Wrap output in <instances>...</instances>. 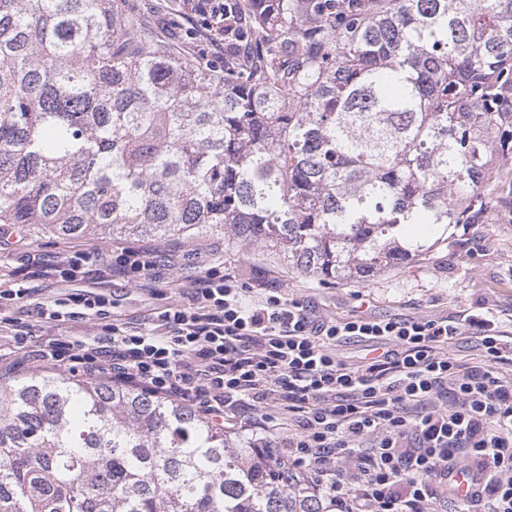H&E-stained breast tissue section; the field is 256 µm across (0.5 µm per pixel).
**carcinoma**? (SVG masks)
<instances>
[{
    "label": "carcinoma",
    "instance_id": "1",
    "mask_svg": "<svg viewBox=\"0 0 512 512\" xmlns=\"http://www.w3.org/2000/svg\"><path fill=\"white\" fill-rule=\"evenodd\" d=\"M224 59L118 0H0V224L268 247L346 282L469 224L512 151V0H227ZM274 448L109 381L0 378V512H331Z\"/></svg>",
    "mask_w": 512,
    "mask_h": 512
}]
</instances>
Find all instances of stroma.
I'll return each mask as SVG.
<instances>
[{
    "instance_id": "35a3bbf8",
    "label": "stroma",
    "mask_w": 512,
    "mask_h": 512,
    "mask_svg": "<svg viewBox=\"0 0 512 512\" xmlns=\"http://www.w3.org/2000/svg\"><path fill=\"white\" fill-rule=\"evenodd\" d=\"M487 207L473 224H454L426 256L350 282L324 283L289 270L266 247L241 248L221 237L145 241L160 254L159 270L167 285L160 294L129 283L113 273L106 289L117 301L113 319L144 328L156 326L158 314L181 301L209 256L224 262L226 274L243 283L268 281L286 297L308 306L315 315L345 319L452 318L464 320L483 306L502 324L512 323V159L497 161L487 187ZM118 240L96 236L70 241L22 225L15 238L0 244V275L26 280L39 300H67L81 281L36 277L37 268L60 261L69 248L110 251Z\"/></svg>"
}]
</instances>
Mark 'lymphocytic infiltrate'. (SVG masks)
I'll return each instance as SVG.
<instances>
[{"instance_id":"1","label":"lymphocytic infiltrate","mask_w":512,"mask_h":512,"mask_svg":"<svg viewBox=\"0 0 512 512\" xmlns=\"http://www.w3.org/2000/svg\"><path fill=\"white\" fill-rule=\"evenodd\" d=\"M188 29L205 30L207 49L224 52V0H177ZM157 254L119 247L109 259L71 251L45 277L95 282L121 270L134 284L156 279ZM257 300L226 275L203 268L182 303L160 312L162 332L110 321L112 299L92 291L69 301L32 302L29 287L0 289V339L14 366L28 363L31 323L48 329L40 351L52 367L176 399L212 423L273 431L278 458L312 482L340 512H435L459 459L476 461L468 508L512 512V335L485 313L451 319L344 320L256 281ZM102 321L94 336H57L74 321ZM479 340L464 363L447 348L463 330ZM374 343L378 356L356 364L337 348ZM354 463L342 477L344 463Z\"/></svg>"}]
</instances>
